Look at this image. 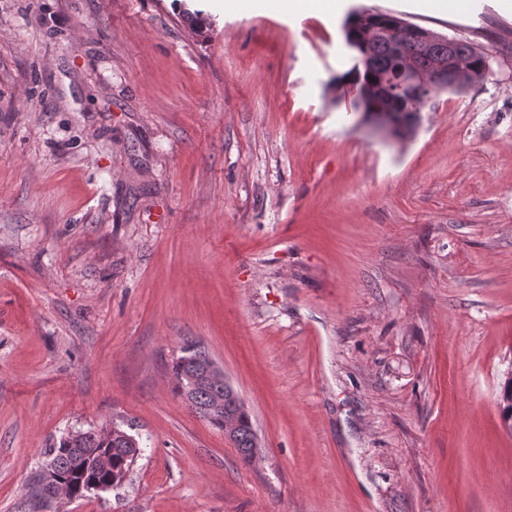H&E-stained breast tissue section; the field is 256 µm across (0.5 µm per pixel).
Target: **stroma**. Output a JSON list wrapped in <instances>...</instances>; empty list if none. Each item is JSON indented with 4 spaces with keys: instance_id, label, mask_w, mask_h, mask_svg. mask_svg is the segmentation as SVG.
Wrapping results in <instances>:
<instances>
[{
    "instance_id": "obj_1",
    "label": "stroma",
    "mask_w": 512,
    "mask_h": 512,
    "mask_svg": "<svg viewBox=\"0 0 512 512\" xmlns=\"http://www.w3.org/2000/svg\"><path fill=\"white\" fill-rule=\"evenodd\" d=\"M461 2L0 0V512L105 426L125 483L42 512H512V13ZM355 9L492 73L383 142L336 83ZM191 343L253 461L175 393ZM255 6L276 10L280 12H295L303 9H311L320 14L330 16L336 11L335 0H320L315 2L297 0H257Z\"/></svg>"
}]
</instances>
